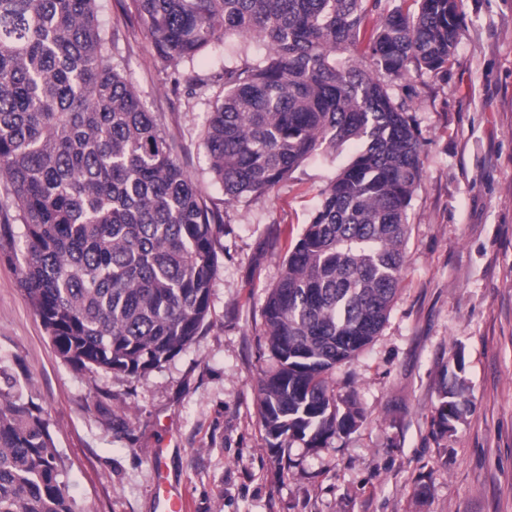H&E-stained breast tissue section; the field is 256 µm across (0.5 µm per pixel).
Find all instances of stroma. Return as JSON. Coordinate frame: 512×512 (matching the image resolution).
<instances>
[{
    "mask_svg": "<svg viewBox=\"0 0 512 512\" xmlns=\"http://www.w3.org/2000/svg\"><path fill=\"white\" fill-rule=\"evenodd\" d=\"M103 0L127 78L157 113L205 197L224 210L223 251L199 336L135 379L78 371L57 355L0 239V363L50 421L82 512H155L152 451L167 449L187 512H512V0H462L448 72L394 88L422 146L405 265L374 342L332 375L364 418L325 448L269 446L258 381L272 363L262 308L320 192L356 147L318 154L270 193L225 203L201 142L226 65L267 52L227 35L172 79ZM462 359L471 409L432 423L443 366Z\"/></svg>",
    "mask_w": 512,
    "mask_h": 512,
    "instance_id": "35a3bbf8",
    "label": "stroma"
}]
</instances>
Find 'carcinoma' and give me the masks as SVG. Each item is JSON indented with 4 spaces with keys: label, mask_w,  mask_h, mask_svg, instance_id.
I'll list each match as a JSON object with an SVG mask.
<instances>
[{
    "label": "carcinoma",
    "mask_w": 512,
    "mask_h": 512,
    "mask_svg": "<svg viewBox=\"0 0 512 512\" xmlns=\"http://www.w3.org/2000/svg\"><path fill=\"white\" fill-rule=\"evenodd\" d=\"M101 0H0V177L14 188L20 281L66 363L140 378L198 336L223 211L173 154L112 56ZM130 0L178 69L228 32L264 61L224 67L202 143L230 203L262 196L321 151L357 145L321 191L262 314L275 361L259 380L272 448H325L363 419L329 376L368 347L401 281L407 210L423 174L418 134L391 84L448 70L460 0ZM362 47L370 69L339 57ZM463 365L443 371L437 427L465 412ZM49 422L0 366V512H77Z\"/></svg>",
    "instance_id": "carcinoma-1"
}]
</instances>
